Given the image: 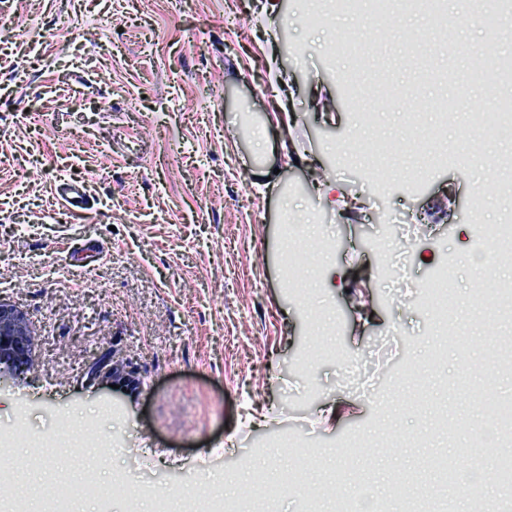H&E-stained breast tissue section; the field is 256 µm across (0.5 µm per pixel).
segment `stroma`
<instances>
[{
	"label": "stroma",
	"mask_w": 512,
	"mask_h": 512,
	"mask_svg": "<svg viewBox=\"0 0 512 512\" xmlns=\"http://www.w3.org/2000/svg\"><path fill=\"white\" fill-rule=\"evenodd\" d=\"M304 9L0 0V54L40 52L0 69V300L31 332L23 374L0 381V427L116 442L85 450L103 493L69 512H182L174 488L203 512H348L363 488L381 512H427L439 479L425 461L458 470L489 425L483 395L512 403L457 237L512 225V189L474 192L486 152L512 157V132L488 133L512 86L467 66L490 42L512 56V37L473 15L425 46L426 13H399L352 51L358 17ZM61 178L86 181L84 209L53 203ZM327 182L347 206L322 201ZM297 224L323 243L304 292ZM444 269L457 347L427 309ZM113 354L139 380L117 396L87 374ZM340 444L358 447L342 465ZM9 454L25 480L0 483V512L81 478L73 449Z\"/></svg>",
	"instance_id": "stroma-1"
}]
</instances>
